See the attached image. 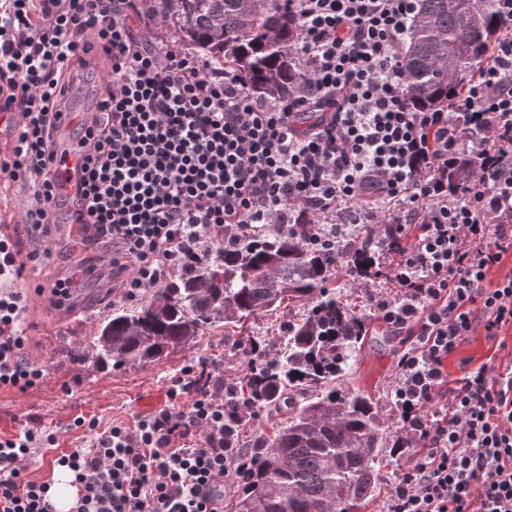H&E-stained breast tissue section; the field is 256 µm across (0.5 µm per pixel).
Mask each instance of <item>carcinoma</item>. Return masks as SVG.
<instances>
[{
  "label": "carcinoma",
  "instance_id": "cac0c4a2",
  "mask_svg": "<svg viewBox=\"0 0 512 512\" xmlns=\"http://www.w3.org/2000/svg\"><path fill=\"white\" fill-rule=\"evenodd\" d=\"M153 14L179 40L233 72L257 94L280 98L302 90L307 76L296 54L298 22L286 0H156ZM500 35L496 0H419L403 52L405 91L419 112H452L473 72ZM461 152L438 178L455 194L481 167ZM380 254L350 247L331 255L309 243L304 224L256 226L169 277L150 299L118 308L100 327L92 358L99 365L149 366L222 327L251 363L238 387L245 413L227 421L234 445L249 412L287 414L273 434L251 446L225 512H358L374 495L383 468L380 407L336 384L350 371L368 329L328 283L336 269L356 278L375 273ZM288 318L285 345L266 363L251 323L273 312Z\"/></svg>",
  "mask_w": 512,
  "mask_h": 512
}]
</instances>
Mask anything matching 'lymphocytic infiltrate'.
<instances>
[{
  "label": "lymphocytic infiltrate",
  "instance_id": "1",
  "mask_svg": "<svg viewBox=\"0 0 512 512\" xmlns=\"http://www.w3.org/2000/svg\"><path fill=\"white\" fill-rule=\"evenodd\" d=\"M142 0H0V108L14 141L0 177L31 191L24 222L48 236L59 201L53 135L70 81L106 71L78 135L85 162L70 220L110 240L125 298L161 286L229 233L256 224L310 225L332 247L382 226L395 259L367 287L378 319L409 344L396 361L400 418L417 446L390 484L383 512H512V355L449 379L450 355L482 326L512 329V0H497L502 34L451 112H417L406 98L402 48L418 0H289L300 23L308 94L259 97L232 72L133 23ZM481 174L457 195L427 177L460 151ZM17 241L0 237V390L38 385L25 353L26 299ZM187 366L170 406L100 429L76 418L91 443L51 458L77 493L71 512H224V480L245 456L224 436L241 411L229 382ZM56 433L0 437V512H55L51 481L26 471Z\"/></svg>",
  "mask_w": 512,
  "mask_h": 512
}]
</instances>
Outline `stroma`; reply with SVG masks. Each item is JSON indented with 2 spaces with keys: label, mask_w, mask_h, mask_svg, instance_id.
Returning a JSON list of instances; mask_svg holds the SVG:
<instances>
[{
  "label": "stroma",
  "mask_w": 512,
  "mask_h": 512,
  "mask_svg": "<svg viewBox=\"0 0 512 512\" xmlns=\"http://www.w3.org/2000/svg\"><path fill=\"white\" fill-rule=\"evenodd\" d=\"M26 205L27 194L18 184L0 185V219L16 226L22 256L36 258L18 282L27 298L21 328L29 336L31 354L37 364L44 366L46 377L23 392L0 390V436L12 437L29 428H41L57 432V450L67 451L83 443V430L72 426L77 417L96 418L106 428L167 407L172 379L190 362L203 359L208 371L230 380L237 377L241 362L233 354L231 340L220 330L205 334L194 346L178 350L158 365H94L91 345L102 320L113 308L127 303L121 291L114 289L112 266L105 259L112 245L104 241L88 250L84 263L93 267L94 273L77 281L75 308L70 314H62L53 307L44 288L73 262V244L56 226L44 238L28 235L22 222ZM47 250L52 253L48 259L43 256ZM341 294L369 328L364 345L355 355L349 384L381 406L385 446L393 451L384 470V479L390 482L409 466L414 453L393 396L395 362L404 339L386 332L359 284L342 289ZM511 350L512 331H505L498 341L487 339L483 330H475L470 340L449 357L448 377L456 379L466 368L505 356Z\"/></svg>",
  "instance_id": "stroma-1"
}]
</instances>
